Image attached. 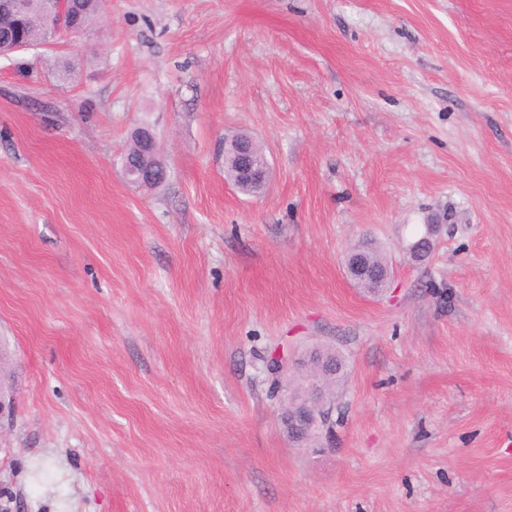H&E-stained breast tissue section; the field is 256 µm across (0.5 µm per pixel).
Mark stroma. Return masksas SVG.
<instances>
[{
  "instance_id": "1",
  "label": "stroma",
  "mask_w": 512,
  "mask_h": 512,
  "mask_svg": "<svg viewBox=\"0 0 512 512\" xmlns=\"http://www.w3.org/2000/svg\"><path fill=\"white\" fill-rule=\"evenodd\" d=\"M0 346V512H512V0H102L0 57ZM328 348L291 442L265 362ZM55 0H45L46 2V20L47 26L50 29L51 38L56 40L66 39L77 34L76 26L70 18L68 23L56 20V5ZM101 1L90 3L88 0H70L65 4V8L71 16L80 14L83 32L91 26L100 12ZM250 148L246 146L241 140H229L224 137V159L230 157L233 159L238 178L241 182L238 183V190L247 196H255L256 189L251 184H262L265 182L266 171L263 167H257L249 156ZM307 365H311L312 382L308 391L307 397L304 399L302 405L297 408L295 417L303 423L305 433L313 430L317 431L320 427L324 426V419L328 410L325 409L327 401L325 393L320 386L319 381V367L309 359Z\"/></svg>"
}]
</instances>
